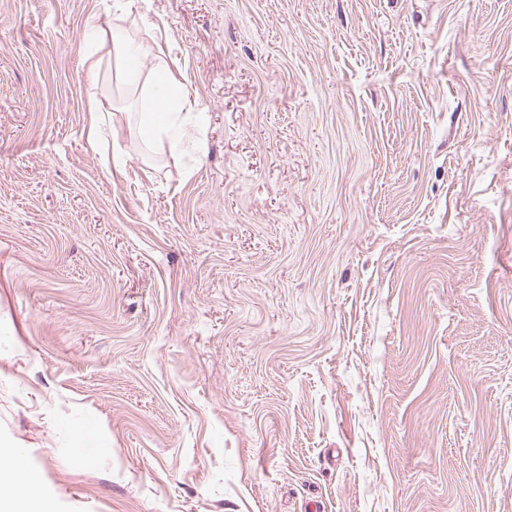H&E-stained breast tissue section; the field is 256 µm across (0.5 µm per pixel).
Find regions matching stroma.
Listing matches in <instances>:
<instances>
[{
  "instance_id": "35a3bbf8",
  "label": "stroma",
  "mask_w": 512,
  "mask_h": 512,
  "mask_svg": "<svg viewBox=\"0 0 512 512\" xmlns=\"http://www.w3.org/2000/svg\"><path fill=\"white\" fill-rule=\"evenodd\" d=\"M1 445L45 512H512V0H0ZM112 45L124 62H136L142 56L141 45L128 37H122L118 32L112 34ZM172 105L161 109L153 100L145 102L140 113V130L144 140L149 144H159L167 140L172 153L179 150L183 133L177 125L176 115Z\"/></svg>"
}]
</instances>
